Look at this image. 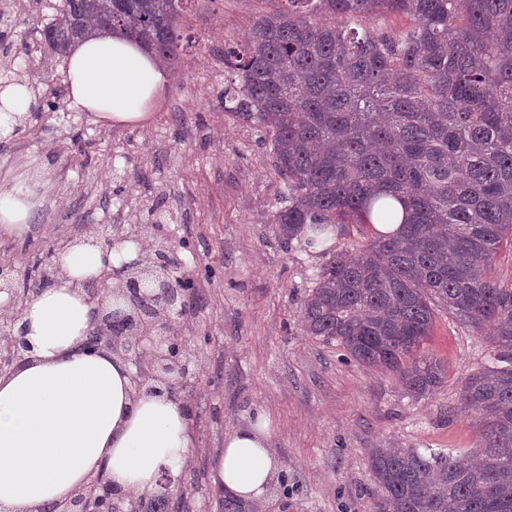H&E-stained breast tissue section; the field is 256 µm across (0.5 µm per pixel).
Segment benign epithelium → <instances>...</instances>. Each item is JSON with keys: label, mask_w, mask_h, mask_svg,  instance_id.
Instances as JSON below:
<instances>
[{"label": "benign epithelium", "mask_w": 512, "mask_h": 512, "mask_svg": "<svg viewBox=\"0 0 512 512\" xmlns=\"http://www.w3.org/2000/svg\"><path fill=\"white\" fill-rule=\"evenodd\" d=\"M157 226L140 224L136 233H116L104 242L110 250L126 241L136 242ZM155 258L142 264L105 267L99 275L84 282L87 302L92 305L90 329L82 343L86 352L108 349L131 368L135 393L181 396L195 362L184 337L172 319L174 312L187 310L182 291L185 275L177 274L174 246L166 240L154 243ZM30 273L14 264L0 265V295L10 308L31 299L20 297L18 283L28 280ZM19 316L0 327V375L11 372L24 361L30 349L25 340V327L18 325ZM133 492H121L97 474L90 484L76 492L55 512H119L122 503L133 500Z\"/></svg>", "instance_id": "7a95c632"}]
</instances>
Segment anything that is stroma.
<instances>
[{
    "label": "stroma",
    "mask_w": 512,
    "mask_h": 512,
    "mask_svg": "<svg viewBox=\"0 0 512 512\" xmlns=\"http://www.w3.org/2000/svg\"><path fill=\"white\" fill-rule=\"evenodd\" d=\"M45 0H0L13 48L12 74L59 116L29 117L0 137V175L28 154L50 180L39 232L29 245L0 238V261L32 268L46 245L96 225L97 240L116 225L165 220L195 290L176 317L195 360L185 390L193 445L178 480L182 512H219L215 461L225 436L269 421V446L288 479L272 483L267 512H373L378 489L371 449L471 452L485 444L478 414L462 410L465 380L490 363L487 333L436 305L421 351L447 368L433 395L409 396L397 373L355 361L336 342L307 335L300 304L322 263L318 251L281 243L266 219L283 184L263 130L224 110L221 94L236 75L225 50L245 41L257 19L284 0H188L181 28L189 39L167 81L135 126L71 109L63 63L40 31Z\"/></svg>",
    "instance_id": "obj_1"
}]
</instances>
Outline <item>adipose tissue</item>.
Segmentation results:
<instances>
[{"instance_id": "ef3b65f1", "label": "adipose tissue", "mask_w": 512, "mask_h": 512, "mask_svg": "<svg viewBox=\"0 0 512 512\" xmlns=\"http://www.w3.org/2000/svg\"><path fill=\"white\" fill-rule=\"evenodd\" d=\"M63 70L73 108L130 125L144 118L166 82L157 62L119 34L76 42ZM32 102L23 80L0 89V136L24 124ZM43 170L33 156L23 172L0 178L1 238L19 240L37 231L48 188ZM139 253L133 242L108 251L83 237L60 251L62 277L27 301L20 322L30 357L0 376V512H53L99 473L114 487L141 495L154 494L163 473L177 475L192 446L183 402L134 395L120 357L80 348L91 323L81 281ZM277 470L261 420L225 438L215 473L237 497L258 500Z\"/></svg>"}]
</instances>
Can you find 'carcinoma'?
<instances>
[{"label": "carcinoma", "instance_id": "cac0c4a2", "mask_svg": "<svg viewBox=\"0 0 512 512\" xmlns=\"http://www.w3.org/2000/svg\"><path fill=\"white\" fill-rule=\"evenodd\" d=\"M186 2L62 0L46 42L60 56L91 32H117L173 65ZM287 2L224 51L239 80L224 101L264 128L284 184L268 223L308 249L347 224L374 234L363 252L322 250L304 331L397 373L416 399L446 378L417 355L436 304L491 327L498 347L462 391L463 409L485 415L479 463L375 448V512H512V284L494 272L512 247V0ZM385 14L405 26L348 28ZM220 506L266 512L227 491Z\"/></svg>", "mask_w": 512, "mask_h": 512}]
</instances>
